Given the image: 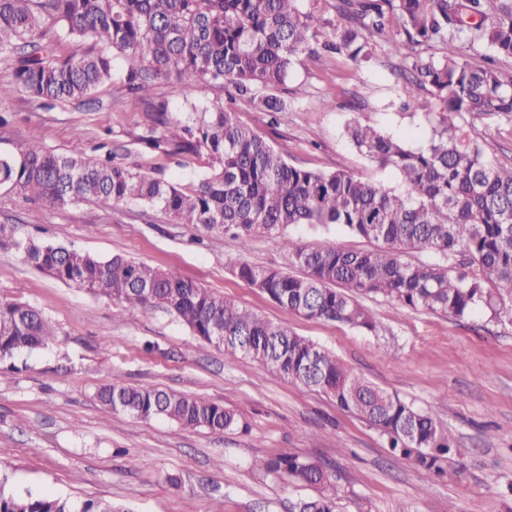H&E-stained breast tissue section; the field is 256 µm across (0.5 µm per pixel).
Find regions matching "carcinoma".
I'll return each mask as SVG.
<instances>
[{"label":"carcinoma","instance_id":"1","mask_svg":"<svg viewBox=\"0 0 512 512\" xmlns=\"http://www.w3.org/2000/svg\"><path fill=\"white\" fill-rule=\"evenodd\" d=\"M305 0H0V54L13 59L0 79V99L22 87L44 106L87 97L112 79L115 61L128 64L124 87L137 96L175 77L174 93L200 84L231 97L258 99L279 112L278 92L301 57L318 48L356 64L377 46L394 54L468 41L493 55L474 64L452 54L418 57L398 69L402 106L434 121L430 143L414 149L358 120L346 135L371 163L399 181L388 188L348 171L318 172L288 164L222 101L205 106L183 97L180 116L150 104L139 141L146 151L205 158L189 185L158 178L115 150L90 159L75 149L57 154L37 140L0 156V184L51 208L93 201L112 208L128 201L162 209L175 224L233 232L241 249L259 234L293 224L336 225L377 245L348 250L284 241L294 276L239 261L234 275L280 306L308 319L369 332L377 320L359 298L382 296L414 310L463 319L483 310L512 322V165L487 158L469 135L465 116L512 117V0H338L332 36L327 20L304 10ZM94 47L86 49L88 41ZM0 248H13L39 270L120 305L134 318L162 309L203 341L224 336L231 360L250 357L270 373L324 393L338 407L386 436L392 452L435 474L446 473L454 448L440 419L366 381L336 356L287 327L217 295L177 271L158 270L122 255L101 259L80 249L29 237L0 224ZM411 249L435 256L405 260ZM458 258V265L449 263ZM52 321L38 308L0 301V358L48 345ZM97 397L109 413L167 418L185 428L224 432L238 426L233 411L202 396L114 381ZM254 467L303 485L331 483L326 468L299 455L262 458ZM0 512H128L109 501L22 497L0 488ZM294 512H337L336 498L300 499Z\"/></svg>","mask_w":512,"mask_h":512}]
</instances>
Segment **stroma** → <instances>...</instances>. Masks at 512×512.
<instances>
[{
    "label": "stroma",
    "instance_id": "obj_1",
    "mask_svg": "<svg viewBox=\"0 0 512 512\" xmlns=\"http://www.w3.org/2000/svg\"><path fill=\"white\" fill-rule=\"evenodd\" d=\"M391 61L376 54L355 65L346 56L301 58L270 113L247 97L232 107L289 164L337 169L391 187L348 141L352 119L426 146L431 124L395 101ZM93 105L73 100L51 107L25 90L0 100L9 122L0 127V154L36 139L59 153L81 135L86 156L120 140L131 160L156 176L188 184L203 170L191 154L141 152L147 105L182 100L161 80L143 99L129 97L121 74L99 88ZM333 109H326V102ZM471 137L497 163H512V119L486 114L468 120ZM0 224L20 237H40L102 258L120 254L160 269H176L214 293L247 306L333 352L354 373L447 426L455 451L437 477L393 456L368 423L323 393L271 374L247 357L226 359L170 313L129 319L112 300L63 284L0 250V300L29 303L51 318L48 346L0 361V486L15 494L107 500L128 512H292L299 498L324 486L287 484L254 471L255 457L297 454L334 473L340 512H512V321L480 311L455 320L401 307L382 297L363 303L380 329L372 334L289 311L235 277L239 256L258 266L289 270L283 240L309 246L330 241L349 250L367 240L336 227L289 226L283 237L259 235L248 251L220 233L194 241L191 228L131 202L106 210L92 202L50 209L0 184ZM207 397L239 416V428L213 433L163 418L106 415L97 391L113 379Z\"/></svg>",
    "mask_w": 512,
    "mask_h": 512
}]
</instances>
